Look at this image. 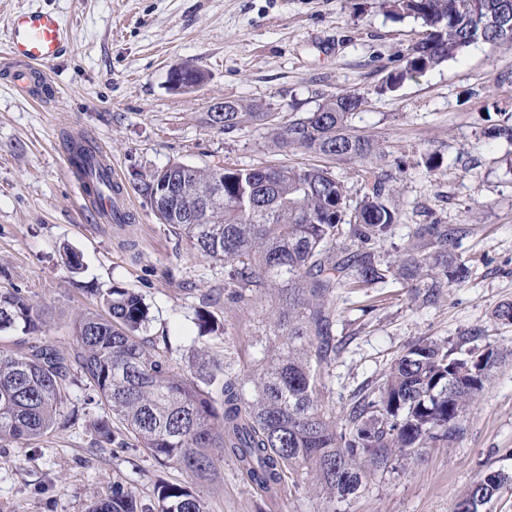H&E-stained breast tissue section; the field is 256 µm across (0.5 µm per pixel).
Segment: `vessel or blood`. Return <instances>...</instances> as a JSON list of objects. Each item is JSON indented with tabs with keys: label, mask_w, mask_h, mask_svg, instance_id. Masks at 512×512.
<instances>
[{
	"label": "vessel or blood",
	"mask_w": 512,
	"mask_h": 512,
	"mask_svg": "<svg viewBox=\"0 0 512 512\" xmlns=\"http://www.w3.org/2000/svg\"><path fill=\"white\" fill-rule=\"evenodd\" d=\"M9 51L0 58V74L21 90L32 76H46L63 51L69 33L59 16L41 9L15 12L7 26Z\"/></svg>",
	"instance_id": "obj_1"
}]
</instances>
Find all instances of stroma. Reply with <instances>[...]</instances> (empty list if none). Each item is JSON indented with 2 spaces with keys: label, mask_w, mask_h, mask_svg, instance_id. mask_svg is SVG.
Returning a JSON list of instances; mask_svg holds the SVG:
<instances>
[{
  "label": "stroma",
  "mask_w": 512,
  "mask_h": 512,
  "mask_svg": "<svg viewBox=\"0 0 512 512\" xmlns=\"http://www.w3.org/2000/svg\"><path fill=\"white\" fill-rule=\"evenodd\" d=\"M27 9L56 12L71 41L49 68L58 97L36 101L0 79V290H20L46 314L42 332H0V349L21 354L36 342L70 351L73 319L102 312L100 292L119 282L149 308L141 341L176 371L189 370L200 350L250 365L273 298H233L223 263L159 223L137 189L143 175L180 161L325 164L353 199L363 167H375L401 177V220L385 253L396 255L416 224L435 221L452 234L453 252L469 268L463 282L428 298L398 283L339 291L336 337L344 347L325 389L336 411L417 340L512 351V324L494 316L512 302V144L492 136L502 113H512V46H473L390 92L387 74L403 66L424 30L390 18L380 0H0V54L9 16ZM184 63L206 79L176 93L169 74ZM349 90L368 95L351 118L377 147L363 162L328 163L281 147L252 121L230 133L206 122L212 105L227 99L267 104L285 117L316 109L318 93ZM76 131L116 170L133 223H98L82 205L65 164ZM427 152L439 157L437 167L420 164ZM66 247L81 254L80 272L63 265ZM204 307L218 324L205 336L195 321ZM104 414L78 377L65 391L59 428L0 445V512H86L116 485L134 492L142 512H156L161 479L189 487L206 512H323L310 477L271 497L228 458L200 479L158 464L123 429L100 442L94 423ZM498 469L512 471V358L493 370L456 439L377 472L336 512H453L470 485Z\"/></svg>",
  "instance_id": "1"
}]
</instances>
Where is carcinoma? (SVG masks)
I'll return each instance as SVG.
<instances>
[{
	"mask_svg": "<svg viewBox=\"0 0 512 512\" xmlns=\"http://www.w3.org/2000/svg\"><path fill=\"white\" fill-rule=\"evenodd\" d=\"M395 19L411 18L425 36L409 49L404 68L386 86L436 68L479 42L512 45V0H382ZM315 110L274 125L280 113L261 104L227 100L229 111L208 113V123L230 133L247 119L271 126L276 142L331 160H364L372 139L350 127L366 94H319ZM72 163L89 177L96 197L112 191L107 168L90 140L69 141ZM176 174L193 194L172 198L174 211L209 204V224H169L204 256L231 267L241 291L277 294L271 311L273 345L242 373L202 351L194 372H176L139 341L149 324L141 296L120 284L102 295L108 312L82 313L73 323L76 344L64 354L34 344L24 355L0 350V442L30 441L52 432L73 370L97 391L107 409L95 423L100 441L114 439L112 420L157 462L179 463L198 477L215 461L235 460L247 481L264 491L312 474L327 494V510L355 494L370 471L416 460L421 451L452 441L466 411L483 393L502 352L421 339L393 359L384 376L353 393L341 420L325 403V379L341 344L336 342V295L396 280L416 290L450 288L468 266L452 251L448 227H414L397 259L382 247L400 221L394 177L365 171L362 197L350 205L344 183L318 166L196 167L178 163ZM224 191L211 195L216 171ZM44 317L19 290H0V331H41ZM512 483L492 470L470 486L455 509L468 510ZM158 512H205L187 487H157ZM88 512H137L135 495L119 486Z\"/></svg>",
	"mask_w": 512,
	"mask_h": 512,
	"instance_id": "carcinoma-1",
	"label": "carcinoma"
}]
</instances>
